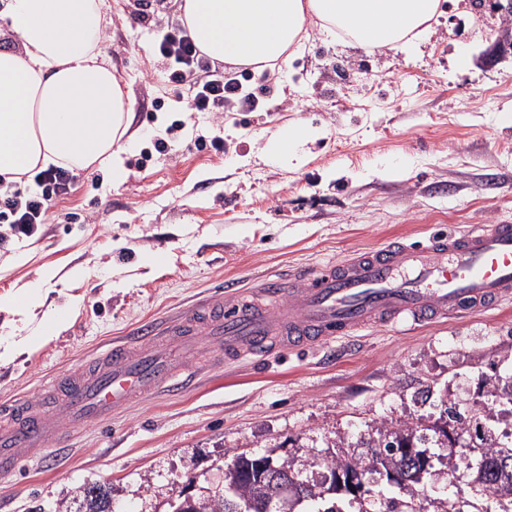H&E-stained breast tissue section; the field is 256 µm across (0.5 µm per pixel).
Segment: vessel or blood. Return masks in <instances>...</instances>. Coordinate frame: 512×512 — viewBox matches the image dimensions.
I'll return each instance as SVG.
<instances>
[{
    "mask_svg": "<svg viewBox=\"0 0 512 512\" xmlns=\"http://www.w3.org/2000/svg\"><path fill=\"white\" fill-rule=\"evenodd\" d=\"M512 293V224H480L460 234L402 238L359 251L337 264L297 272L292 283L265 284L260 296L204 308L136 329L147 344L118 342L82 369L55 379L34 400L0 406V474L22 453L55 451L88 419L132 398L173 386L178 370L165 343L193 351L202 336L228 357L266 356L344 337L375 323L414 327L498 306ZM278 298L269 307L267 298Z\"/></svg>",
    "mask_w": 512,
    "mask_h": 512,
    "instance_id": "b4317fda",
    "label": "vessel or blood"
}]
</instances>
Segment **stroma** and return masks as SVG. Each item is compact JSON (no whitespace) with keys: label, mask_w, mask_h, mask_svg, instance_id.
<instances>
[{"label":"stroma","mask_w":512,"mask_h":512,"mask_svg":"<svg viewBox=\"0 0 512 512\" xmlns=\"http://www.w3.org/2000/svg\"><path fill=\"white\" fill-rule=\"evenodd\" d=\"M180 5L125 0L106 17L102 49L132 102L123 180L107 166L78 170L45 223L26 235L0 224V297L58 270L42 307L0 311L1 337L37 339L0 364V401L37 397L139 321L201 304L225 280L247 290L394 237L512 222V56L483 60L499 26L486 2L442 0L434 32L411 49L369 52L309 22L287 64L254 69L274 89L262 110L219 120L188 109L190 84L169 83L155 55L154 18ZM289 124L320 132L297 168L263 154ZM217 135L220 151L206 145ZM63 308L69 320L40 336ZM214 356L187 357L182 389L79 428L61 461L22 458L0 481V512H53L88 482L111 484L114 512H169L187 484L218 488L241 452L274 449L318 473L371 427L417 421L440 401L479 416L481 377L512 375V301L220 367ZM465 455L453 452V483L431 477L425 512L483 503Z\"/></svg>","instance_id":"stroma-1"}]
</instances>
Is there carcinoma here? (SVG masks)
Instances as JSON below:
<instances>
[{
    "mask_svg": "<svg viewBox=\"0 0 512 512\" xmlns=\"http://www.w3.org/2000/svg\"><path fill=\"white\" fill-rule=\"evenodd\" d=\"M493 403H507L512 406V377L506 379L497 377L488 383ZM472 417L460 413L456 407L447 406L440 412L438 423L427 426L417 424H387L383 423L369 433V438L361 443V447L371 451L382 449L390 458L392 470L399 476V480L392 484L403 497L391 498L389 503L401 502L402 512H413L408 503L413 498L420 497L427 491L426 482L434 467V461L442 460L441 455L428 453L421 445L428 442L427 432L432 431L438 435L435 445L439 448L448 446L450 435H475L479 443L472 446L476 450V459L472 464L474 482L482 490L502 497H512V455L502 457L503 447L494 442L492 429L484 430L480 427H470ZM403 448H413L415 453L405 455ZM265 457L272 462V466L259 470L253 462V457L239 458L236 471L224 476V492L204 497L195 496L193 503L187 505L185 512H238L237 505L252 500L259 501L268 495L272 481H280L283 476H298L300 471L295 468L290 458L279 457L268 452ZM370 454L359 453L341 460L334 456L323 461V467L330 471L341 465L346 471L361 474L362 482L354 486L349 482H336L334 493L349 495L358 498L370 493L367 487V475L373 473L369 467ZM328 494H322L319 484L311 481L310 485L301 490V502L314 503L316 512H344L341 506L334 503L325 506ZM59 512H112V490L104 484H98L94 490L78 488L73 497V505L62 504Z\"/></svg>",
    "mask_w": 512,
    "mask_h": 512,
    "instance_id": "cac0c4a2",
    "label": "carcinoma"
}]
</instances>
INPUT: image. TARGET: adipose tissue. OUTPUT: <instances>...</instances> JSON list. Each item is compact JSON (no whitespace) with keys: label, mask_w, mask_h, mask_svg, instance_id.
I'll return each mask as SVG.
<instances>
[{"label":"adipose tissue","mask_w":512,"mask_h":512,"mask_svg":"<svg viewBox=\"0 0 512 512\" xmlns=\"http://www.w3.org/2000/svg\"><path fill=\"white\" fill-rule=\"evenodd\" d=\"M108 0H7L0 47V177L19 180L49 166L111 165L124 175L130 95L101 44ZM441 0H183L182 19L210 59L234 65L287 61L310 19L326 38L375 51L415 45L430 31ZM319 135L286 126L264 147L288 165Z\"/></svg>","instance_id":"ef3b65f1"}]
</instances>
